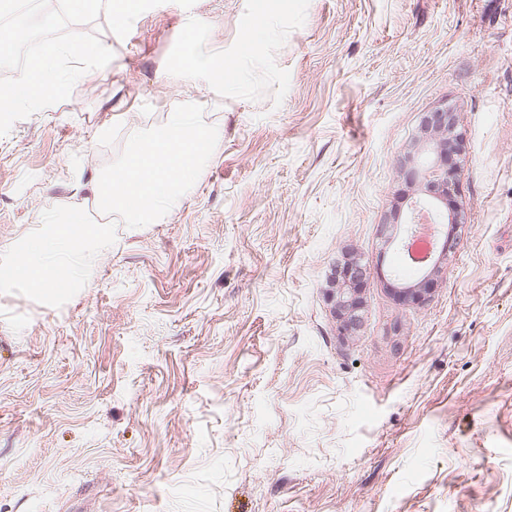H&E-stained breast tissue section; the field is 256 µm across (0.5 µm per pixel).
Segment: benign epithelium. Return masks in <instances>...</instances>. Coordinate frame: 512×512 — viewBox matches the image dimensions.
Masks as SVG:
<instances>
[{
    "instance_id": "benign-epithelium-1",
    "label": "benign epithelium",
    "mask_w": 512,
    "mask_h": 512,
    "mask_svg": "<svg viewBox=\"0 0 512 512\" xmlns=\"http://www.w3.org/2000/svg\"><path fill=\"white\" fill-rule=\"evenodd\" d=\"M417 142L421 149L412 157L422 183V197L414 202L411 216L407 220L406 237L408 244L416 236V220L432 223L437 218H448V223H461L458 212L443 215L437 203L448 204V197L455 191L458 163L454 157L463 154V135L458 131L456 109L444 103L429 112L420 126ZM438 266L424 271L413 288L401 290L402 298L416 301L429 290ZM347 287L336 289V311L339 317V331L347 333L356 325L359 309L360 288L367 285V272L358 263L347 265L344 271Z\"/></svg>"
}]
</instances>
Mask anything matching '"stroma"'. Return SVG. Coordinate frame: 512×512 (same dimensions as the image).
I'll return each instance as SVG.
<instances>
[{
  "mask_svg": "<svg viewBox=\"0 0 512 512\" xmlns=\"http://www.w3.org/2000/svg\"><path fill=\"white\" fill-rule=\"evenodd\" d=\"M165 0L0 136V254L196 99L220 136L164 223L61 307L0 294V512H512V0ZM234 59L221 92L185 29ZM453 105L461 223L421 301L400 168ZM370 281L339 335L335 271ZM195 36L189 34L187 47L179 63L189 79L203 80L212 89H224L228 83L241 82L248 72L250 55L247 47L227 66L223 51H201L196 47Z\"/></svg>",
  "mask_w": 512,
  "mask_h": 512,
  "instance_id": "obj_1",
  "label": "stroma"
}]
</instances>
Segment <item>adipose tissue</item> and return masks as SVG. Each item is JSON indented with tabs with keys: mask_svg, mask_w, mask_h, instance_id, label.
<instances>
[{
	"mask_svg": "<svg viewBox=\"0 0 512 512\" xmlns=\"http://www.w3.org/2000/svg\"><path fill=\"white\" fill-rule=\"evenodd\" d=\"M179 63L187 76L194 80H203L210 88L220 89L224 85L242 81L249 68L250 55L243 52L234 64H227L223 52L201 51L195 39H188L187 47Z\"/></svg>",
	"mask_w": 512,
	"mask_h": 512,
	"instance_id": "ef3b65f1",
	"label": "adipose tissue"
}]
</instances>
